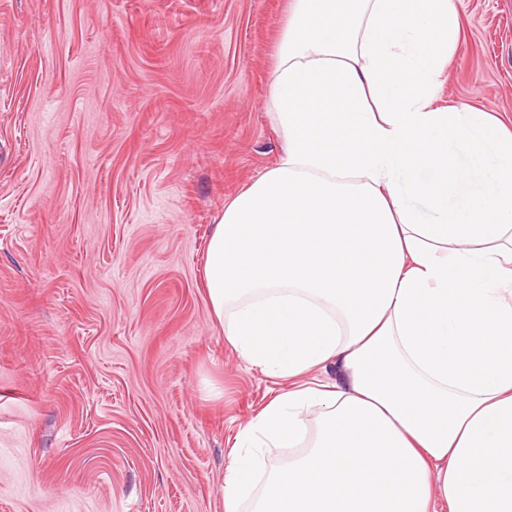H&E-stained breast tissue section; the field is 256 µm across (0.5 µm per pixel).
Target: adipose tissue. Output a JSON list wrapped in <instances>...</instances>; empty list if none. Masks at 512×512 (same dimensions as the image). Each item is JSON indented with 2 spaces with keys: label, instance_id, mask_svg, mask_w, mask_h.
<instances>
[{
  "label": "adipose tissue",
  "instance_id": "obj_1",
  "mask_svg": "<svg viewBox=\"0 0 512 512\" xmlns=\"http://www.w3.org/2000/svg\"><path fill=\"white\" fill-rule=\"evenodd\" d=\"M461 2L291 0L282 154L205 253L226 341L291 383L236 435L224 512H512V126L435 105Z\"/></svg>",
  "mask_w": 512,
  "mask_h": 512
}]
</instances>
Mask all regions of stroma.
<instances>
[{"instance_id": "stroma-1", "label": "stroma", "mask_w": 512, "mask_h": 512, "mask_svg": "<svg viewBox=\"0 0 512 512\" xmlns=\"http://www.w3.org/2000/svg\"><path fill=\"white\" fill-rule=\"evenodd\" d=\"M290 0H0V512H224L287 381L203 285L225 203L278 161ZM438 106L512 120V0H464Z\"/></svg>"}]
</instances>
